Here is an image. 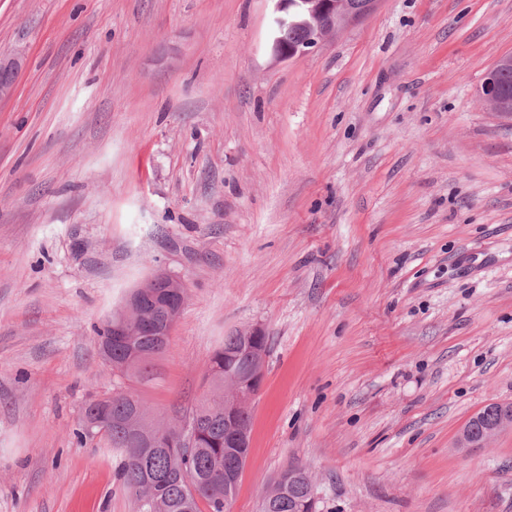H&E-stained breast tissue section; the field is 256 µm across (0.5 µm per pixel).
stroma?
Returning <instances> with one entry per match:
<instances>
[{"mask_svg": "<svg viewBox=\"0 0 512 512\" xmlns=\"http://www.w3.org/2000/svg\"><path fill=\"white\" fill-rule=\"evenodd\" d=\"M271 0H0V512H135L86 401L183 419L262 327L230 512L292 465L317 512H512V113L478 90L512 0H381L271 53ZM187 299L124 381L97 330L156 270ZM20 68L21 58L18 54L0 55V101L13 96ZM499 404L500 418L496 428L489 430L484 437L479 440H473L467 432H463L458 439V446L461 448L484 447L500 430L512 427V403Z\"/></svg>", "mask_w": 512, "mask_h": 512, "instance_id": "stroma-1", "label": "stroma"}]
</instances>
